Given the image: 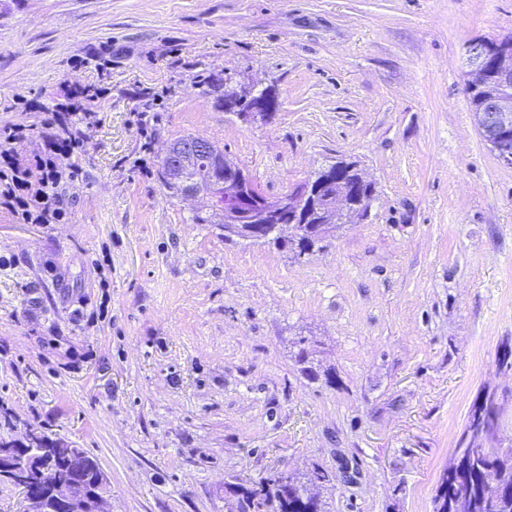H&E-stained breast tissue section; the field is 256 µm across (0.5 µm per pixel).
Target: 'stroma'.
<instances>
[{
	"label": "stroma",
	"mask_w": 512,
	"mask_h": 512,
	"mask_svg": "<svg viewBox=\"0 0 512 512\" xmlns=\"http://www.w3.org/2000/svg\"><path fill=\"white\" fill-rule=\"evenodd\" d=\"M510 35L512 0H0V126L100 92L66 220L0 212V435L83 448L112 512H238L315 462L332 512H432L484 393L512 446V167L465 92L468 42ZM203 71L275 110L216 108ZM186 135L267 197L345 160L373 200L301 260L225 241L157 179Z\"/></svg>",
	"instance_id": "stroma-1"
}]
</instances>
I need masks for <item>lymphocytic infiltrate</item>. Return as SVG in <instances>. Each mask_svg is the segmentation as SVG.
Here are the masks:
<instances>
[{"instance_id":"f902f5d3","label":"lymphocytic infiltrate","mask_w":512,"mask_h":512,"mask_svg":"<svg viewBox=\"0 0 512 512\" xmlns=\"http://www.w3.org/2000/svg\"><path fill=\"white\" fill-rule=\"evenodd\" d=\"M96 121L92 112L61 107L40 123L0 127V209L26 224H56L64 220L62 187L80 171L68 159L81 148L85 131ZM41 139L40 150L23 159L14 151L26 136Z\"/></svg>"}]
</instances>
